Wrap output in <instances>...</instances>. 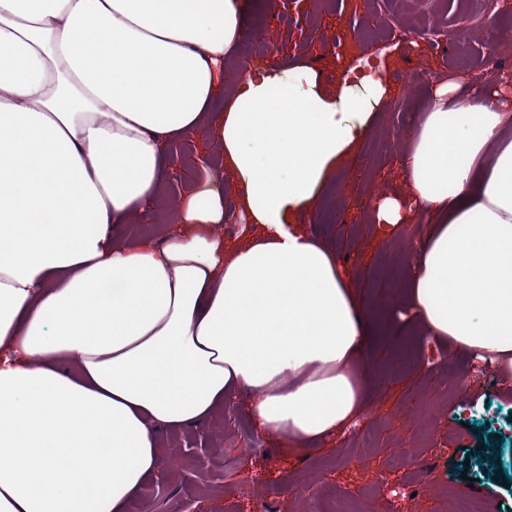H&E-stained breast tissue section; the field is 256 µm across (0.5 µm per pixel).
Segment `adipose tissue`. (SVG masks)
Wrapping results in <instances>:
<instances>
[{"label": "adipose tissue", "mask_w": 512, "mask_h": 512, "mask_svg": "<svg viewBox=\"0 0 512 512\" xmlns=\"http://www.w3.org/2000/svg\"><path fill=\"white\" fill-rule=\"evenodd\" d=\"M246 0H0V512H127L158 434L236 391L256 428L317 444L363 407L378 331L353 276L294 221L371 118L264 73L218 133L265 233L228 245L210 174L164 243L114 234L200 130ZM402 156L429 229L401 303L512 371V98L440 88ZM497 144L492 160L484 150Z\"/></svg>", "instance_id": "obj_1"}]
</instances>
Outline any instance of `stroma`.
Segmentation results:
<instances>
[{
	"label": "stroma",
	"instance_id": "obj_1",
	"mask_svg": "<svg viewBox=\"0 0 512 512\" xmlns=\"http://www.w3.org/2000/svg\"><path fill=\"white\" fill-rule=\"evenodd\" d=\"M246 37L224 67V84L211 110L224 113L234 88L257 71L252 53L265 50V31L276 47L264 71L281 76L296 67L316 75L314 91L337 104L342 88L360 96L371 112L370 129L350 159L326 181L302 230L325 242L341 265L361 271L355 288L364 307L381 312L384 330L371 341V379L360 415L314 446L293 447L253 427L241 400L228 401L209 421L177 434L160 433L163 467L144 485L129 512H333L349 499L354 512H454L459 498L481 512L512 506L504 489L512 482V374L483 380L473 354L435 341L415 323L393 319L387 301L410 284L420 232L416 206L391 230L375 224L368 204L376 195L409 196L394 139L419 123L447 72L461 90L488 86L512 75V4L489 12L457 0H249ZM467 28L473 55L465 69L447 71L451 46L428 38L433 29ZM381 96H374L375 86ZM223 173L224 210L243 215V192L224 165L216 127L172 143L163 161V190L148 214L128 217L120 228L131 240L161 241L178 211L208 173ZM374 419L373 447L355 430ZM487 452H480V444ZM209 453L198 458L193 448ZM489 460L496 492L463 480L473 461Z\"/></svg>",
	"mask_w": 512,
	"mask_h": 512
}]
</instances>
